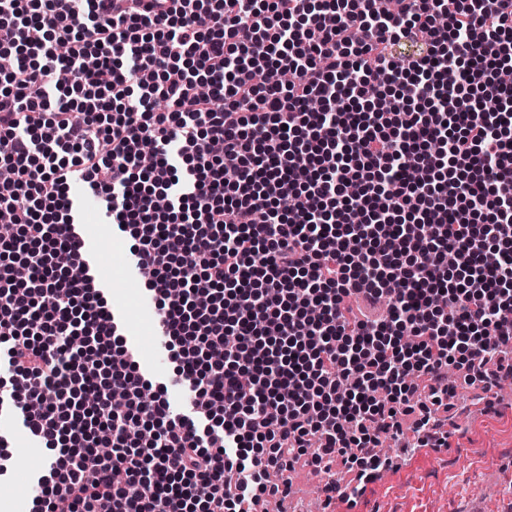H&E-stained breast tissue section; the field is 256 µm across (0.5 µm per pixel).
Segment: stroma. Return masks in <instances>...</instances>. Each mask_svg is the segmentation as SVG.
Listing matches in <instances>:
<instances>
[{
    "mask_svg": "<svg viewBox=\"0 0 512 512\" xmlns=\"http://www.w3.org/2000/svg\"><path fill=\"white\" fill-rule=\"evenodd\" d=\"M85 222L108 279L107 299L113 308L126 310V330L140 340L141 364L153 382L167 384L171 401H181L185 389L172 382L175 365L156 334L154 303L143 283L124 272L127 239L104 224L97 199H90ZM499 393L504 399L499 414L484 415L470 406L472 389H460L459 429L449 448L415 453L398 472L386 473L370 485L354 508L341 504L336 512H457L472 494L490 496L495 512H512V388L501 387ZM0 429L12 435L9 450L14 461V493L4 504L8 512H30L32 475L43 468L47 451L35 447L11 421L0 422Z\"/></svg>",
    "mask_w": 512,
    "mask_h": 512,
    "instance_id": "obj_1",
    "label": "stroma"
}]
</instances>
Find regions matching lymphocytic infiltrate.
<instances>
[{"instance_id": "1", "label": "lymphocytic infiltrate", "mask_w": 512, "mask_h": 512, "mask_svg": "<svg viewBox=\"0 0 512 512\" xmlns=\"http://www.w3.org/2000/svg\"><path fill=\"white\" fill-rule=\"evenodd\" d=\"M0 58V406L38 405L33 512H251L300 463L353 507L383 440L448 447L458 384L493 409L512 0H0ZM74 182L142 260L191 413L57 267L85 266Z\"/></svg>"}]
</instances>
